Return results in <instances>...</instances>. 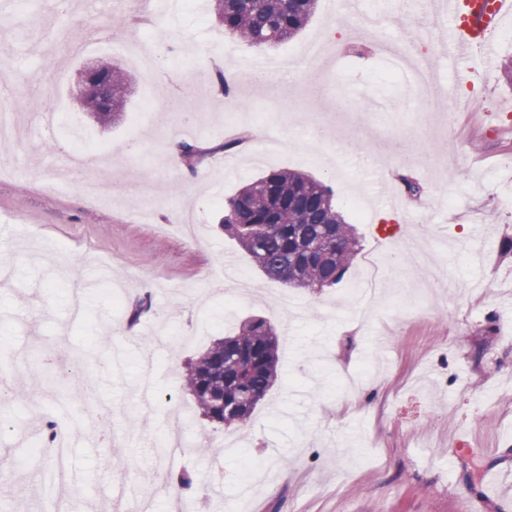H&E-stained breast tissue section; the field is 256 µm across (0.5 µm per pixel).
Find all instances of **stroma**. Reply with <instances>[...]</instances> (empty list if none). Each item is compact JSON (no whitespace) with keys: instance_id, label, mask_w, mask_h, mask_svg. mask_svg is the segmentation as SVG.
Segmentation results:
<instances>
[{"instance_id":"1","label":"stroma","mask_w":512,"mask_h":512,"mask_svg":"<svg viewBox=\"0 0 512 512\" xmlns=\"http://www.w3.org/2000/svg\"><path fill=\"white\" fill-rule=\"evenodd\" d=\"M85 2L54 16L72 41L98 24L128 30L161 51L165 75L146 77L109 44L44 51L39 24L0 19V49L13 53L9 107L20 120L19 137L0 140V163L23 167L0 175V374L18 391L0 435V512H56L63 502L69 512H114L136 500L169 512L168 477L183 469L205 512H512V484L485 493L487 474H512V85L501 71L512 48L484 52L480 110L458 114L449 140L427 126L408 86L382 82V61L355 62L349 48V34L368 23L389 39L436 34L431 7L318 0L293 39L259 50L225 37L213 10L197 17L186 0L140 26L125 10ZM328 29L335 40L322 71L281 77L274 97L249 80L247 62L287 56ZM96 57L131 77L125 117L108 130L75 99L77 71ZM218 67L233 101L212 84ZM159 105L175 129L195 116V139L209 147L197 170L145 119ZM46 112L57 116L48 139L29 123ZM354 118L370 137L337 152ZM229 127L248 132L254 148L284 146L259 165L241 154L240 171H225ZM81 141L100 152L93 176L111 205L88 201L78 177L58 187L55 168L43 165L51 157L66 166ZM388 151L397 164L422 160L413 173L420 197L441 202L413 227L444 242L430 265L395 267L398 249L375 230L400 222L392 181L370 162ZM283 169L330 185L337 211L357 227L359 259L321 292L268 279L221 228L223 200ZM132 182L140 198L126 195ZM352 195L364 196L371 222H358ZM228 255L250 292L225 281ZM371 255L388 288L368 306L357 287ZM101 264L110 274L99 282ZM144 295L151 308L130 323L126 308ZM252 314L279 327L281 378L247 423L223 429L197 410L184 365ZM46 354L73 360L81 393L42 378ZM99 403L114 414L107 444L94 438ZM46 414L70 442L68 476L52 489L53 455L32 451ZM176 417L192 445L172 460L160 448ZM463 431L474 443L468 457L453 447Z\"/></svg>"}]
</instances>
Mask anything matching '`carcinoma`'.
<instances>
[{"mask_svg":"<svg viewBox=\"0 0 512 512\" xmlns=\"http://www.w3.org/2000/svg\"><path fill=\"white\" fill-rule=\"evenodd\" d=\"M224 33L252 47L275 46L299 32L318 0H215ZM130 80L112 71V102L79 98L84 113L110 128L121 117L122 89ZM183 164L194 170L207 150L177 143ZM224 235L237 241L268 278L293 288L321 290L338 284L358 255L356 229L336 210L333 189L307 174L272 170L243 186L225 209ZM279 379L276 326L263 316L213 343L186 364V387L202 416L230 428L245 422Z\"/></svg>","mask_w":512,"mask_h":512,"instance_id":"cac0c4a2","label":"carcinoma"}]
</instances>
